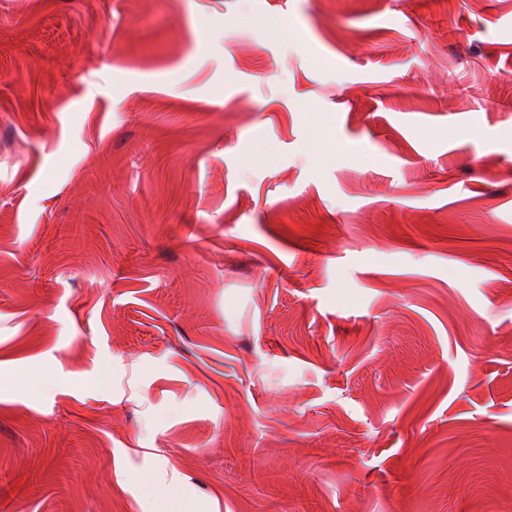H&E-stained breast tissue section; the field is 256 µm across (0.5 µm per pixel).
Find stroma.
Listing matches in <instances>:
<instances>
[{
	"label": "stroma",
	"mask_w": 512,
	"mask_h": 512,
	"mask_svg": "<svg viewBox=\"0 0 512 512\" xmlns=\"http://www.w3.org/2000/svg\"><path fill=\"white\" fill-rule=\"evenodd\" d=\"M492 164L512 0H0V512H512Z\"/></svg>",
	"instance_id": "35a3bbf8"
}]
</instances>
